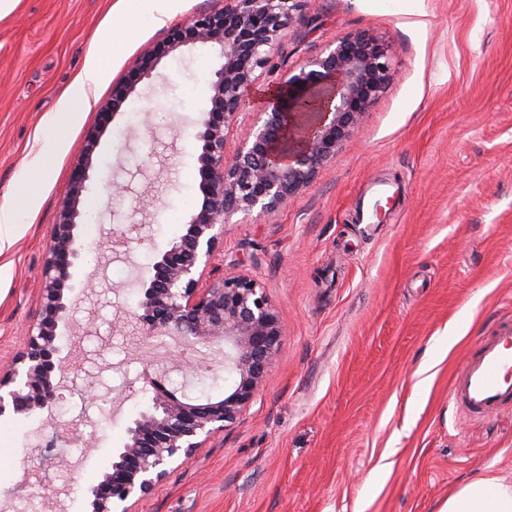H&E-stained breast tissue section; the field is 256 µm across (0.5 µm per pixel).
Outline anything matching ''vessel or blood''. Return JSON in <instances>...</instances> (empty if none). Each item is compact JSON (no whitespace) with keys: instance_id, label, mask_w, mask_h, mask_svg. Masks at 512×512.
Returning a JSON list of instances; mask_svg holds the SVG:
<instances>
[{"instance_id":"obj_1","label":"vessel or blood","mask_w":512,"mask_h":512,"mask_svg":"<svg viewBox=\"0 0 512 512\" xmlns=\"http://www.w3.org/2000/svg\"><path fill=\"white\" fill-rule=\"evenodd\" d=\"M457 412L484 421L512 408V324L483 337L449 391Z\"/></svg>"}]
</instances>
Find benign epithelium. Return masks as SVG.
<instances>
[{
    "mask_svg": "<svg viewBox=\"0 0 512 512\" xmlns=\"http://www.w3.org/2000/svg\"><path fill=\"white\" fill-rule=\"evenodd\" d=\"M301 2L224 0V8L199 12L164 41L147 46L127 77L112 86L72 170L43 265L38 317L23 350L0 375V417L49 410L59 398L56 379L64 377L67 365L54 358L56 340L72 290L71 268L81 256L74 248L75 230L101 135L162 59L188 45L220 47L222 64L210 82V107L196 135L199 201L183 233L160 253L153 277L142 284L137 320L149 339L178 338L172 361L188 372L197 363L185 359V349L224 344L229 386L223 395L196 403L182 389L169 387L164 377L145 373L151 405L132 421L102 479L88 489L89 512H135L171 470L188 463L253 401L278 351L281 321L264 286L252 276L229 273L202 284L224 238V223L236 214L257 221L287 205L336 159L392 80L387 46L361 34L333 40L319 55L280 76L276 106L256 113L245 137L227 154V135L246 116V93L300 19ZM64 428L65 436L48 441L43 457L67 467L69 461L55 448L87 446L91 439L77 423ZM40 470L39 464L27 465L25 481L61 505L60 496L70 488H49L39 481Z\"/></svg>",
    "mask_w": 512,
    "mask_h": 512,
    "instance_id": "1",
    "label": "benign epithelium"
}]
</instances>
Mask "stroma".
Returning a JSON list of instances; mask_svg holds the SVG:
<instances>
[{"mask_svg": "<svg viewBox=\"0 0 512 512\" xmlns=\"http://www.w3.org/2000/svg\"><path fill=\"white\" fill-rule=\"evenodd\" d=\"M115 0H18L0 17V195L13 191L37 130L80 73ZM224 0H180L165 26L141 20L107 82L65 133L40 203L0 255V373L38 314L42 266L62 193L100 105L141 49ZM365 33L392 50L394 76L335 161L258 223L230 221L205 281L257 278L281 317L267 381L237 422L172 471L136 512H438L464 481L512 482V410L471 422L448 402L469 350L512 318V0H305L277 46L280 72L335 38ZM219 47L187 46L141 82L93 158L98 243L74 270L59 355L72 369L53 413L0 418V496L13 512H51L22 487L23 466L60 421L87 416L91 446L63 448L67 512H88L98 482L151 401L147 363L163 350L140 335L141 285L183 227L168 221L198 198L195 138ZM393 179L400 191L373 235L359 197ZM131 185L115 194L114 185ZM134 228L138 244L110 230ZM461 339L446 346L449 327Z\"/></svg>", "mask_w": 512, "mask_h": 512, "instance_id": "35a3bbf8", "label": "stroma"}]
</instances>
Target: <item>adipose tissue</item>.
<instances>
[{"label":"adipose tissue","instance_id":"1","mask_svg":"<svg viewBox=\"0 0 512 512\" xmlns=\"http://www.w3.org/2000/svg\"><path fill=\"white\" fill-rule=\"evenodd\" d=\"M177 3L178 0H117L81 74L62 93L56 112L39 128L35 136L37 149L17 173L13 194L0 202V254L13 245L25 217L37 208L39 198L29 188L31 180L52 170L64 146L62 127L77 123L81 107L89 104L106 78L114 52L136 35L139 21L146 19L163 26ZM439 512H512V483L495 476L470 479L449 495Z\"/></svg>","mask_w":512,"mask_h":512}]
</instances>
